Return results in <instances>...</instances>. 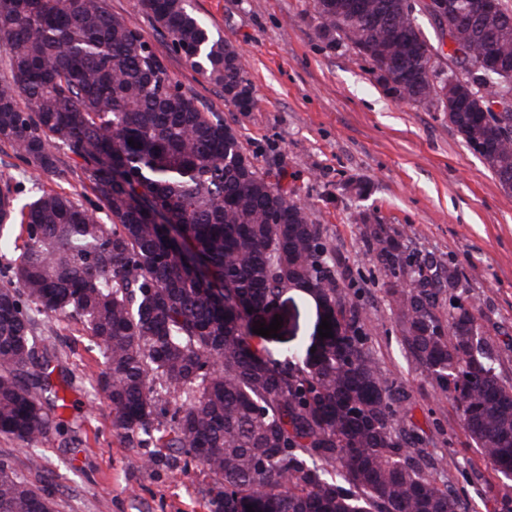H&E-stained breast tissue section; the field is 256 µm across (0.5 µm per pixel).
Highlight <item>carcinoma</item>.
I'll list each match as a JSON object with an SVG mask.
<instances>
[{
    "mask_svg": "<svg viewBox=\"0 0 512 512\" xmlns=\"http://www.w3.org/2000/svg\"><path fill=\"white\" fill-rule=\"evenodd\" d=\"M160 46L149 44L106 0H0V144L35 172L59 168L58 151L88 181L101 222L73 194L42 190L20 203L0 181V433L40 465L59 401L54 356L36 318L55 314L96 339L99 386L116 432L175 448L213 475L212 512H456L448 486L412 456L418 443L394 408L357 305L342 296L320 225L279 179L262 173L224 118L182 90L160 48L253 109L238 50L214 37L190 0H139ZM318 37L371 65L413 74L430 62L405 0H313ZM464 33L469 62L509 63L492 72L493 95H512V8ZM430 87L415 104L448 123L512 194V112L462 109ZM135 142L131 146L128 141ZM182 226L181 241L165 227ZM20 228L23 244L12 243ZM398 311L401 342L461 412L488 465L512 479V383L493 357L477 309L460 298L448 325L436 314L443 289L461 284L403 250L402 233L364 224ZM285 288H300L339 336L319 357L297 347L275 358L250 341L248 318ZM174 399L168 434L154 437L159 403ZM0 512H53L0 462Z\"/></svg>",
    "mask_w": 512,
    "mask_h": 512,
    "instance_id": "cac0c4a2",
    "label": "carcinoma"
}]
</instances>
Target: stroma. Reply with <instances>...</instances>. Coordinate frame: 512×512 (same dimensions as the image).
<instances>
[{
  "label": "stroma",
  "instance_id": "1",
  "mask_svg": "<svg viewBox=\"0 0 512 512\" xmlns=\"http://www.w3.org/2000/svg\"><path fill=\"white\" fill-rule=\"evenodd\" d=\"M192 5L241 52L253 111H238L178 55L164 52V64L184 91L223 115L259 170L280 177L321 225L341 291L364 312L374 357L405 394L398 409L423 438L420 466L444 471L458 512H501L512 487L467 446L459 412L402 346L397 308L362 232L368 222L390 225L416 256L457 265L462 293L494 342L500 374L512 382V195L500 189L446 113L396 100L352 50L325 48L316 35L313 0ZM0 176L19 182L28 198L53 189L79 194L87 207L98 205L79 170L33 172L5 145ZM355 181L367 183L364 197L345 193ZM283 300L290 332L254 338L275 355L319 339L314 302L293 289ZM37 328L67 378L59 389L66 406L48 413L54 430L40 449L41 467L30 465L21 442L1 434L0 459L49 492L55 512H211L206 471L172 449L132 446L113 430L112 408L94 390L100 355L82 325L43 315Z\"/></svg>",
  "mask_w": 512,
  "mask_h": 512
}]
</instances>
